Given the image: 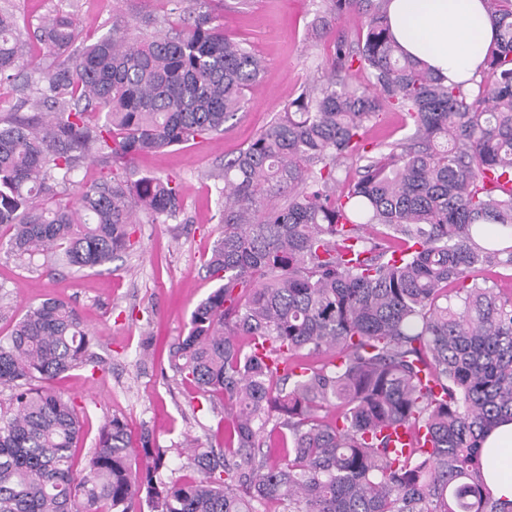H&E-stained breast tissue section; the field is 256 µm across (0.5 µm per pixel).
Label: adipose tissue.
I'll list each match as a JSON object with an SVG mask.
<instances>
[{
    "instance_id": "adipose-tissue-1",
    "label": "adipose tissue",
    "mask_w": 512,
    "mask_h": 512,
    "mask_svg": "<svg viewBox=\"0 0 512 512\" xmlns=\"http://www.w3.org/2000/svg\"><path fill=\"white\" fill-rule=\"evenodd\" d=\"M387 12L398 45L436 76L468 85L479 78L497 34L483 0H388ZM484 447L497 460L483 472L486 487L512 501V421L493 429Z\"/></svg>"
}]
</instances>
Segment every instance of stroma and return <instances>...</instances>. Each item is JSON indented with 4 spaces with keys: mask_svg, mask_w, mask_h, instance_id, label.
<instances>
[{
    "mask_svg": "<svg viewBox=\"0 0 512 512\" xmlns=\"http://www.w3.org/2000/svg\"><path fill=\"white\" fill-rule=\"evenodd\" d=\"M321 0H249L245 9L212 6L227 34L246 40L267 64L263 79L247 91L242 109L220 134L138 158L137 172L175 178L181 204L162 224L140 217L132 249L111 264L81 272L49 271L15 258L0 244V297L10 312L0 316V338L9 335L28 306L49 297L70 303L94 338L101 368L85 365L51 381L50 389L82 407L83 434L74 467L83 469L105 418L118 417L132 443L151 432L165 452L163 474L190 480L197 471L189 446L220 448L228 422L221 402H208L169 367V349L187 334L192 312L216 287L205 264L219 236L217 193L207 174L246 147L318 75L324 44L306 39ZM20 26L41 16L72 13L82 39L95 40L121 15L134 19L169 13V0H0Z\"/></svg>",
    "mask_w": 512,
    "mask_h": 512,
    "instance_id": "obj_1",
    "label": "stroma"
}]
</instances>
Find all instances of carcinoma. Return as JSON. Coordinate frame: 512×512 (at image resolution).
<instances>
[{
    "mask_svg": "<svg viewBox=\"0 0 512 512\" xmlns=\"http://www.w3.org/2000/svg\"><path fill=\"white\" fill-rule=\"evenodd\" d=\"M170 2L182 28L118 18L79 49L75 15L42 20L61 57L48 68L0 8V83L30 109L0 117V226L18 258L111 263L136 213L156 224L180 208L174 180L127 164L224 132L264 75L206 0ZM325 2L309 28L332 41L322 76L213 174L221 231L206 270L219 285L169 354L201 396L224 395L229 446L193 449L200 477L169 480L147 431L146 465L132 469L113 417L75 472L81 409L36 382L85 364L92 338L49 298L0 340V512H263L270 500L282 512H512L482 479L485 436L512 421V301L479 277L512 271V0H485L498 39L472 88L404 53L387 0ZM352 16L355 44L336 34ZM355 66L369 86L350 83ZM388 108L410 134L373 155L364 128ZM89 156L119 171L71 199ZM330 404L334 420L319 415ZM401 425L424 429L428 447L390 449L385 430Z\"/></svg>",
    "mask_w": 512,
    "mask_h": 512,
    "instance_id": "carcinoma-1",
    "label": "carcinoma"
}]
</instances>
